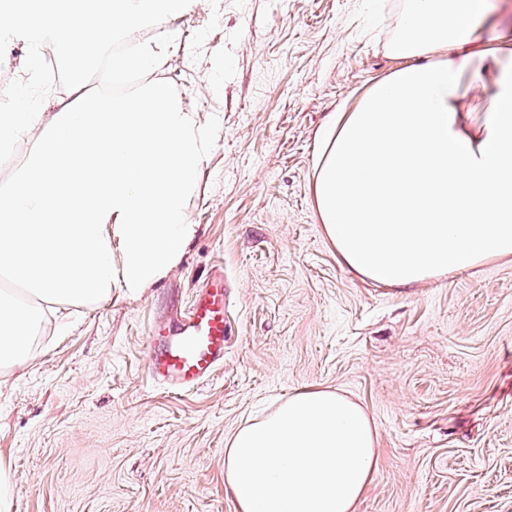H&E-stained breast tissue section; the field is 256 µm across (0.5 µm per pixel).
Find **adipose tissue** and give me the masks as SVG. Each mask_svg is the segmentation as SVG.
<instances>
[{"mask_svg": "<svg viewBox=\"0 0 512 512\" xmlns=\"http://www.w3.org/2000/svg\"><path fill=\"white\" fill-rule=\"evenodd\" d=\"M390 72L319 139L314 197L339 261L374 283L418 285L512 257V32L493 0H403ZM495 30L491 40L479 27ZM176 34L118 56L156 71ZM479 92L482 123L465 100ZM362 404L305 388L224 450L238 512H356L377 467Z\"/></svg>", "mask_w": 512, "mask_h": 512, "instance_id": "obj_1", "label": "adipose tissue"}]
</instances>
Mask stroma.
<instances>
[{
  "mask_svg": "<svg viewBox=\"0 0 512 512\" xmlns=\"http://www.w3.org/2000/svg\"><path fill=\"white\" fill-rule=\"evenodd\" d=\"M401 9L221 0L170 21L182 46L157 77L220 122L187 202L195 234L162 280L71 306L0 372L10 512H236L226 440L319 386L360 402L378 431L357 512H512V262L412 287L365 281L337 259L312 194L319 132L387 73ZM217 269L224 364L168 392L148 377V330Z\"/></svg>",
  "mask_w": 512,
  "mask_h": 512,
  "instance_id": "35a3bbf8",
  "label": "stroma"
}]
</instances>
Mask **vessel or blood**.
Instances as JSON below:
<instances>
[{"label":"vessel or blood","instance_id":"vessel-or-blood-1","mask_svg":"<svg viewBox=\"0 0 512 512\" xmlns=\"http://www.w3.org/2000/svg\"><path fill=\"white\" fill-rule=\"evenodd\" d=\"M229 288L223 274L209 277L189 313L171 330L154 327L149 344H160L149 357L151 379L173 393L198 387L224 362Z\"/></svg>","mask_w":512,"mask_h":512}]
</instances>
